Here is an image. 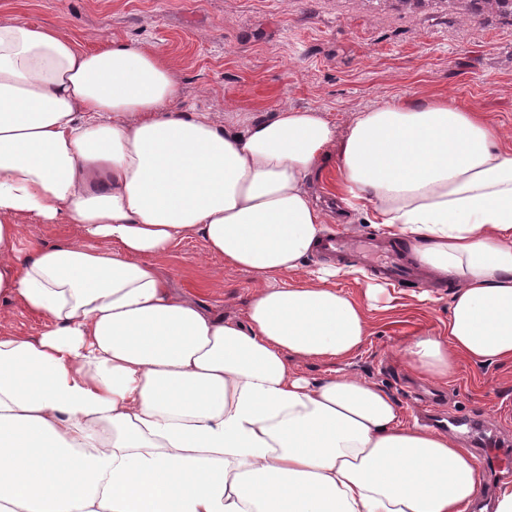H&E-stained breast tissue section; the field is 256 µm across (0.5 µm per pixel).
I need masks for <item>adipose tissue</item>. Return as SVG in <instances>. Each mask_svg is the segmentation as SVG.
I'll list each match as a JSON object with an SVG mask.
<instances>
[{
  "instance_id": "obj_1",
  "label": "adipose tissue",
  "mask_w": 512,
  "mask_h": 512,
  "mask_svg": "<svg viewBox=\"0 0 512 512\" xmlns=\"http://www.w3.org/2000/svg\"><path fill=\"white\" fill-rule=\"evenodd\" d=\"M180 93L158 55L0 16V298L48 318L0 331V512H468L467 449L365 379L289 367L367 343L338 269L280 276L328 231L307 184L337 144L345 208L458 283L412 368L512 362V150L451 102L365 109L341 136L290 109L229 136ZM22 219L83 238L22 256ZM191 238L267 281L244 320L171 291L155 260Z\"/></svg>"
}]
</instances>
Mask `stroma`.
Here are the masks:
<instances>
[{"label":"stroma","instance_id":"obj_1","mask_svg":"<svg viewBox=\"0 0 512 512\" xmlns=\"http://www.w3.org/2000/svg\"><path fill=\"white\" fill-rule=\"evenodd\" d=\"M49 24L91 48L112 39L158 54L182 87L176 108L205 112L227 131L288 108H317L344 133L354 112L388 101H453L512 147V24L471 18L440 4L412 12L396 0H0V13ZM76 224L20 223L17 247L81 240ZM158 266L174 292L243 318L263 288L252 274L213 259L200 240L184 241ZM453 282L430 290L387 285L392 307L368 314L370 338L342 368L388 391L405 421L426 405L486 431L512 436V363L461 360L437 379L413 370L405 349L448 323ZM45 317L0 299V329L39 336Z\"/></svg>","mask_w":512,"mask_h":512}]
</instances>
